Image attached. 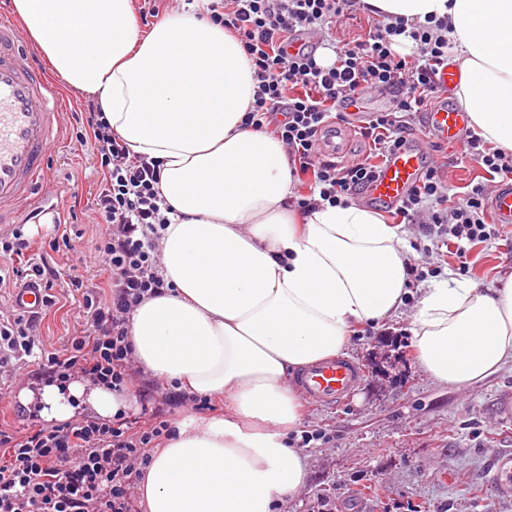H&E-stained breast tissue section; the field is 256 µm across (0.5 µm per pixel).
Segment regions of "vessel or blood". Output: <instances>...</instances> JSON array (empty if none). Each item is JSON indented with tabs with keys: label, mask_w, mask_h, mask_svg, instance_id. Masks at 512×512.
Masks as SVG:
<instances>
[{
	"label": "vessel or blood",
	"mask_w": 512,
	"mask_h": 512,
	"mask_svg": "<svg viewBox=\"0 0 512 512\" xmlns=\"http://www.w3.org/2000/svg\"><path fill=\"white\" fill-rule=\"evenodd\" d=\"M458 74L445 69L440 78L437 104L423 116L425 137L413 140L384 158L367 195L379 205H396L420 184L425 159L434 142L460 144L467 115L449 106L447 88ZM61 89L43 73L34 52L23 40L19 25L0 19V224H25L53 210L48 192V160L63 140L60 122ZM488 208L498 224H512V182L494 183ZM44 291L31 286L16 289L11 303L20 311L43 307ZM363 378L352 360L339 357L309 366L298 374L297 387L319 406L346 400ZM491 482L498 496L512 497V452L496 459Z\"/></svg>",
	"instance_id": "1"
}]
</instances>
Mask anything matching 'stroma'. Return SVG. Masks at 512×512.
Returning a JSON list of instances; mask_svg holds the SVG:
<instances>
[{
  "mask_svg": "<svg viewBox=\"0 0 512 512\" xmlns=\"http://www.w3.org/2000/svg\"><path fill=\"white\" fill-rule=\"evenodd\" d=\"M57 204L67 213L71 250L47 252L51 265L76 266L84 281L104 285L96 244L105 232L93 199L101 181L93 147H66L49 161ZM411 258L437 249L441 265L416 285L458 279L480 288L512 280V227L474 246L469 270H460L453 242L437 244L415 224L404 227ZM58 302L41 322L40 341L63 346L80 329L72 295L57 288ZM413 307L386 325L352 337L346 352L363 379L344 403H302L299 429H320L327 442L303 448L308 463L304 488L279 512H312L328 498L336 512H512V498L498 497L489 479L493 459L512 451V362L465 389L431 380L418 366L409 333Z\"/></svg>",
  "mask_w": 512,
  "mask_h": 512,
  "instance_id": "35a3bbf8",
  "label": "stroma"
}]
</instances>
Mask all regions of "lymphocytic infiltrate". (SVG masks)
Returning a JSON list of instances; mask_svg holds the SVG:
<instances>
[{"label": "lymphocytic infiltrate", "mask_w": 512, "mask_h": 512, "mask_svg": "<svg viewBox=\"0 0 512 512\" xmlns=\"http://www.w3.org/2000/svg\"><path fill=\"white\" fill-rule=\"evenodd\" d=\"M355 0H210L213 23L235 33L249 56L256 80L245 126L278 139L288 155L298 191L291 199L299 215L344 204L367 192L378 159L401 149L415 134L432 104L441 71L448 65L447 19L406 25L370 18L365 37L337 45L330 30ZM412 43L410 54L395 50L398 39ZM335 59L322 64L319 47ZM386 95L383 110L371 113L361 128L373 160L339 163L319 154L317 142L332 120H346V109L364 95ZM77 146L93 144L103 174L94 211L108 231L96 251L108 273L107 289L85 284L74 273L60 274L46 261L28 257L22 228L0 238V254L11 269L0 287L35 284L53 308L56 281L66 279L85 320L69 347H41V315L0 311V375L16 362L33 359L39 370H79L91 380L123 392L144 372L128 337V326L145 300L170 288L160 271L158 227L167 223L157 161L131 154L115 134L99 104L73 112ZM460 156L489 175H511L512 154L466 136ZM487 184L450 192L444 165L430 163L419 186L395 208L404 224H429L436 236L457 239L460 265L470 263V248L495 229L487 220ZM176 428L163 410L149 418L105 422L81 419L60 426H0V512H139L138 481L154 448L173 439Z\"/></svg>", "instance_id": "obj_1"}]
</instances>
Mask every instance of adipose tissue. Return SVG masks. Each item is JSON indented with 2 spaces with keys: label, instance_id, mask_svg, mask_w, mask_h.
I'll list each match as a JSON object with an SVG mask.
<instances>
[{
  "label": "adipose tissue",
  "instance_id": "ef3b65f1",
  "mask_svg": "<svg viewBox=\"0 0 512 512\" xmlns=\"http://www.w3.org/2000/svg\"><path fill=\"white\" fill-rule=\"evenodd\" d=\"M425 23L447 17L454 94L474 134L512 153V0H365ZM23 33L71 88L95 96L131 152L159 163L172 207L161 268L172 286L146 300L128 336L149 378L223 399L188 416L138 482L145 512H272L298 493L305 458L288 444L300 416L290 374L344 355L353 330L406 303L416 358L463 388L512 359V282L405 286L396 227L351 203L298 222L282 144L243 127L255 87L239 40L195 10L149 31L132 0H12ZM48 421L81 407L108 419L127 393L86 380L22 389Z\"/></svg>",
  "mask_w": 512,
  "mask_h": 512
}]
</instances>
